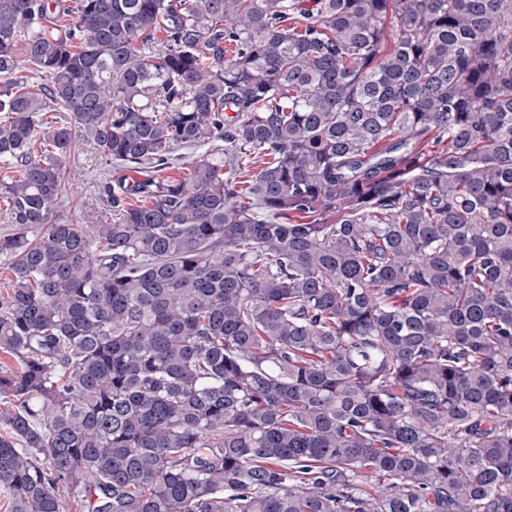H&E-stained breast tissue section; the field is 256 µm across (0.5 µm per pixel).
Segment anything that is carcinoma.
Here are the masks:
<instances>
[{
  "label": "carcinoma",
  "instance_id": "obj_1",
  "mask_svg": "<svg viewBox=\"0 0 512 512\" xmlns=\"http://www.w3.org/2000/svg\"><path fill=\"white\" fill-rule=\"evenodd\" d=\"M0 200L7 512H512V0H0ZM65 164L71 170V179L59 211L69 221L78 216L77 211L101 206L97 195V185L101 181L109 180L112 176V168H108L104 162L94 159V155L89 153L85 142L79 138L74 140L71 153L67 156Z\"/></svg>",
  "mask_w": 512,
  "mask_h": 512
}]
</instances>
